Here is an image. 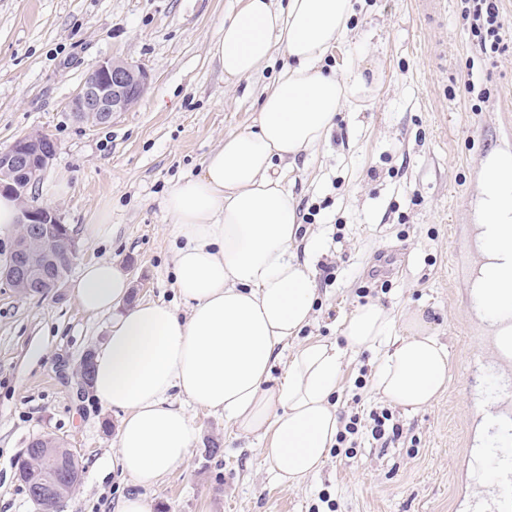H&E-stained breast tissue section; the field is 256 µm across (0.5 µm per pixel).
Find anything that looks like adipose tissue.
<instances>
[{
  "mask_svg": "<svg viewBox=\"0 0 512 512\" xmlns=\"http://www.w3.org/2000/svg\"><path fill=\"white\" fill-rule=\"evenodd\" d=\"M353 16V0H242L225 23L216 54L227 79L254 76L277 52L287 63L260 98L253 127L225 135L165 199L182 308L132 301L128 273L111 260L87 262L70 286L83 313L112 317L93 353L92 391L121 411L112 464L140 486L186 461L198 438L187 404L257 435L280 482L296 485L336 444L333 397L348 354L376 353V392L404 408L429 404L448 380V352L422 316L398 321L377 303L350 314L343 343L296 341L312 320L316 290L294 253L301 226L278 167L313 155L343 104L374 92L362 71L326 64ZM479 225L484 260L470 288L485 314L506 318L496 335L511 336L512 154L487 164ZM399 324L407 332L400 340ZM292 341L291 361L273 378Z\"/></svg>",
  "mask_w": 512,
  "mask_h": 512,
  "instance_id": "obj_1",
  "label": "adipose tissue"
}]
</instances>
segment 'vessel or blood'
<instances>
[{
    "label": "vessel or blood",
    "mask_w": 512,
    "mask_h": 512,
    "mask_svg": "<svg viewBox=\"0 0 512 512\" xmlns=\"http://www.w3.org/2000/svg\"><path fill=\"white\" fill-rule=\"evenodd\" d=\"M497 363L500 373L494 374V405L491 412L496 420V443L484 450L488 482L499 493L512 495V378L506 377L505 369L512 367V336L498 339Z\"/></svg>",
    "instance_id": "vessel-or-blood-1"
}]
</instances>
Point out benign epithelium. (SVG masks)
<instances>
[{
	"label": "benign epithelium",
	"instance_id": "7a95c632",
	"mask_svg": "<svg viewBox=\"0 0 512 512\" xmlns=\"http://www.w3.org/2000/svg\"><path fill=\"white\" fill-rule=\"evenodd\" d=\"M151 82L143 67L119 57L97 61L91 73L68 102L75 118L94 126L112 123L129 111L145 94ZM57 153L55 140L45 131H31L18 137L8 148L0 150V192L17 197L22 204V224L30 234L16 240L14 257L3 279L17 290L48 294L59 288L61 256H74L77 246L58 211L39 205L31 190L44 178ZM70 480L61 465L52 457L43 461L41 488L33 499L45 501L49 494L56 503L59 485Z\"/></svg>",
	"mask_w": 512,
	"mask_h": 512
}]
</instances>
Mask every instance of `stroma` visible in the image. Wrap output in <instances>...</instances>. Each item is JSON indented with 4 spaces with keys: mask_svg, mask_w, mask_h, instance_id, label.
Returning a JSON list of instances; mask_svg holds the SVG:
<instances>
[{
    "mask_svg": "<svg viewBox=\"0 0 512 512\" xmlns=\"http://www.w3.org/2000/svg\"><path fill=\"white\" fill-rule=\"evenodd\" d=\"M237 8L238 0H0V149L33 130L57 142L35 196L72 231L69 278L89 259L113 260L135 298L176 303L165 198L226 134L252 124L285 63L278 56L257 75L225 80L215 43ZM352 26L328 62L364 69L376 92L344 106L329 140L283 172L299 215L316 214L297 246L317 290L299 339L339 340L358 289L387 283L375 302L396 316L423 314L447 348L444 392L417 410L387 406L374 389L373 354H351L338 417L389 408L402 430L395 446L361 441L288 485L255 436L192 406L199 435L187 461L143 488L108 465L120 413L78 391L81 359L104 343L110 317L85 315L68 285L39 296L0 280V512H37L16 463L46 434L83 467L60 512H117L133 495L151 512H498L472 455L490 400L471 395L469 378L496 361L468 278L484 163L512 152V33L504 53L476 55L459 0H357ZM112 56L145 67L151 85L111 124L81 123L66 103L94 63ZM468 69L488 91L476 111L459 89ZM90 224L111 233L86 239ZM324 493L335 509L321 504Z\"/></svg>",
    "mask_w": 512,
    "mask_h": 512,
    "instance_id": "1",
    "label": "stroma"
}]
</instances>
